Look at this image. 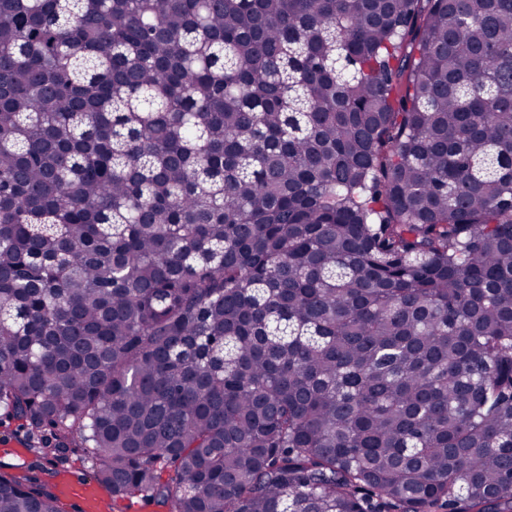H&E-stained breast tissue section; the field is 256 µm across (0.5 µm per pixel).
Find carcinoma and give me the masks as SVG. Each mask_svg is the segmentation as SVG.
I'll return each instance as SVG.
<instances>
[{"label": "carcinoma", "mask_w": 512, "mask_h": 512, "mask_svg": "<svg viewBox=\"0 0 512 512\" xmlns=\"http://www.w3.org/2000/svg\"><path fill=\"white\" fill-rule=\"evenodd\" d=\"M0 409V512H512V0H0ZM21 421L5 420L0 423V466L2 471L17 472L26 469L33 464L32 473L40 478L47 476L41 472L40 467L44 466L42 461H37L33 456L25 454L20 458L15 455L14 448L21 443L24 448L27 441V429L21 426ZM56 492L60 500L72 502L75 512H102L108 508L106 498L101 495L90 497L87 485L80 481L64 478L56 484ZM171 503L139 495L112 499V512H170Z\"/></svg>", "instance_id": "1"}]
</instances>
